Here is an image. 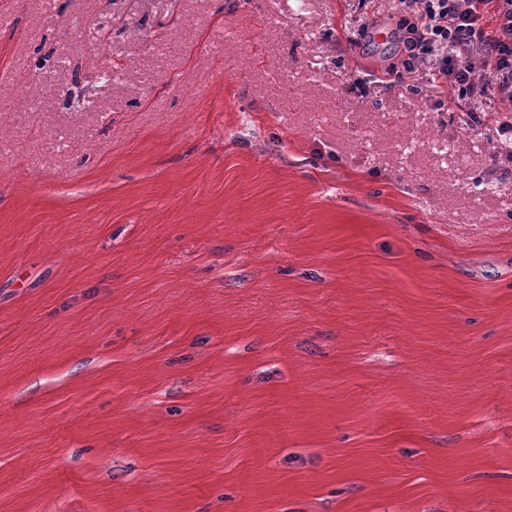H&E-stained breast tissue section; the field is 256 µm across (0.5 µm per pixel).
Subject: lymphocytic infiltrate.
Returning <instances> with one entry per match:
<instances>
[{
    "label": "lymphocytic infiltrate",
    "mask_w": 512,
    "mask_h": 512,
    "mask_svg": "<svg viewBox=\"0 0 512 512\" xmlns=\"http://www.w3.org/2000/svg\"><path fill=\"white\" fill-rule=\"evenodd\" d=\"M399 65L426 64L433 86L459 96L495 89L502 111L512 112V0H397Z\"/></svg>",
    "instance_id": "obj_1"
}]
</instances>
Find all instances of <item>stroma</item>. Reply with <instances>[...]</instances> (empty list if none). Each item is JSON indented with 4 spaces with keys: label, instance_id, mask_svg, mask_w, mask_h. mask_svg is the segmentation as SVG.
<instances>
[{
    "label": "stroma",
    "instance_id": "obj_1",
    "mask_svg": "<svg viewBox=\"0 0 512 512\" xmlns=\"http://www.w3.org/2000/svg\"><path fill=\"white\" fill-rule=\"evenodd\" d=\"M390 13L0 0V512H512V114Z\"/></svg>",
    "mask_w": 512,
    "mask_h": 512
}]
</instances>
